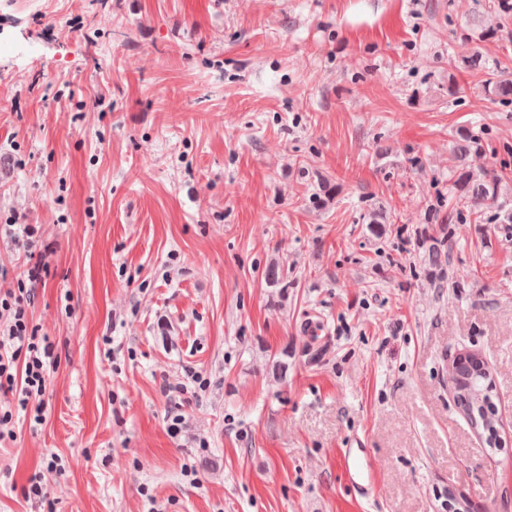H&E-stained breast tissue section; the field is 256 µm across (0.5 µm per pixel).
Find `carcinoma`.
Segmentation results:
<instances>
[{
  "label": "carcinoma",
  "mask_w": 512,
  "mask_h": 512,
  "mask_svg": "<svg viewBox=\"0 0 512 512\" xmlns=\"http://www.w3.org/2000/svg\"><path fill=\"white\" fill-rule=\"evenodd\" d=\"M465 68L486 75L482 88L487 96L502 104H512V78L506 77L485 65L482 55L475 52L463 60ZM484 132L468 131L461 134L454 145L458 159L456 169L448 176V223L470 224L481 220L487 208L496 209L495 221L512 224V201L507 199L506 179L503 172L471 169L466 159L483 149ZM488 370L486 361L474 353H462L456 358L455 381L459 387L480 389L484 373ZM457 405L470 421L485 414H495L493 398L475 400L460 395Z\"/></svg>",
  "instance_id": "carcinoma-1"
}]
</instances>
